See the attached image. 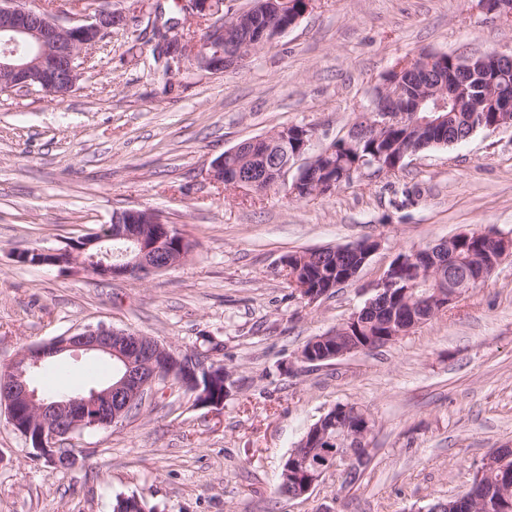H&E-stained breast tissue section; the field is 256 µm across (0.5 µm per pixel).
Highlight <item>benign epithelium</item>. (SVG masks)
I'll return each instance as SVG.
<instances>
[{
    "label": "benign epithelium",
    "instance_id": "obj_1",
    "mask_svg": "<svg viewBox=\"0 0 512 512\" xmlns=\"http://www.w3.org/2000/svg\"><path fill=\"white\" fill-rule=\"evenodd\" d=\"M314 0H279L280 6L274 16L266 17L260 25L254 17L261 11L263 2L253 4L249 9L236 13L231 21H226L222 3L219 0H186V7L196 17L206 20L203 42L205 48L187 55L182 51V32L173 28L163 33L159 39L160 48L169 50L170 63L180 67L188 65L210 72H222L225 66L239 68L245 65L250 55L241 51L232 55L223 54L224 33L232 26L244 28L246 42L260 47L294 27L299 19L311 8ZM32 0H0V73L8 75V90L20 92H42L63 97L71 92L81 78L84 52L96 45L112 27L126 22V15L117 10L101 7L93 15L80 23H65L49 9L29 7ZM512 68V53L498 50L481 56L458 58L440 52H424L395 66L386 73L383 82L375 89L376 104L369 105L359 113L343 138L350 146L363 137L377 138L391 128H397L412 119L423 128H435L448 121L447 111L456 108L472 113V120L487 130L505 124L498 117L487 119L485 105L494 104L499 112H512V97L501 95L497 89L501 72ZM275 136L287 141L297 140V148L284 166H264L258 172L248 168L247 158L262 150V142L268 137L246 140L224 152L213 162L208 176L219 183L225 179L240 187L255 192L263 191L268 176L284 180L299 159L304 162L297 167L293 179V192H299L296 185L300 177L313 170L318 155H308L307 149L314 137L308 127L285 125L275 130ZM116 226L103 235L99 232L78 238L68 243L67 250L75 245L79 256L69 267H79L97 277H137L145 279L163 272L171 263L158 260L163 238L157 236L146 240L142 225L160 224L164 231L169 226L160 215L150 210L128 208L113 213ZM466 237L461 233L426 249L401 253L394 259L393 266L378 280L375 295L367 301L372 305L379 301L393 300L396 314L387 324L389 335L375 338L365 345L338 346L321 355L309 350L301 352L298 358L306 364H314L338 359L358 351L371 350L382 343H390L405 335L418 323H409L406 310L428 307L433 313L447 309L456 303L469 289L486 280V272L480 271L464 280H448V288H436L433 295L416 294L418 281L400 278L398 270L402 266L415 265L419 278L431 280L453 265L457 252L454 243ZM482 237L493 242H502L497 251L493 267L512 255V244L501 241L495 232L484 231ZM126 240L138 245L133 257L125 262L112 263L111 253L105 252L104 243L111 240ZM358 271L341 277L329 284L328 289H311L308 285L294 283L301 299L313 305L329 291L353 280ZM65 351L94 352L116 358L124 365V373L119 381L90 395L77 394L47 399L39 395L33 386V375L49 357ZM183 354L160 343L154 338L138 333L120 330L103 324L86 326L77 333L60 336L52 342L29 347L7 363L0 375V408L4 410L7 422H12L11 410L15 405L27 407L31 416L30 427L37 429L42 446L36 452L51 463L58 460V446L62 428H67L70 436L85 427H110L126 415L127 410L148 392L157 390L156 384L162 378H169L176 370ZM97 410V415L88 417L89 408ZM363 422L352 428L342 420H336V444L333 448H299L297 453L312 459L320 453L325 461L314 464L306 472L305 479L297 487L296 497L307 495L318 484L324 473L335 467L343 475L354 474L369 458L368 439L373 432L374 421L369 413L362 415ZM505 460L498 451H492L484 460L483 473L489 479H497L500 494L512 497V485L496 477L504 472ZM454 512H482L484 498L478 485L471 486L465 493L454 499Z\"/></svg>",
    "mask_w": 512,
    "mask_h": 512
}]
</instances>
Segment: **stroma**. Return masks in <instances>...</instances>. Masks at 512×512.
<instances>
[{
  "instance_id": "stroma-1",
  "label": "stroma",
  "mask_w": 512,
  "mask_h": 512,
  "mask_svg": "<svg viewBox=\"0 0 512 512\" xmlns=\"http://www.w3.org/2000/svg\"><path fill=\"white\" fill-rule=\"evenodd\" d=\"M130 23L87 53L67 96L0 92V364L29 346L104 324L232 373L222 410L172 388L108 429L74 434L55 472L0 419V512H112L138 494L159 512H426L461 492L487 454L512 447V256L447 311L397 341L317 366L297 354L372 296L391 261L469 230L512 235V126L364 171L327 196L295 199L211 182L215 159L283 125L312 150L346 135L382 77L423 52L512 50V20L479 0H315L245 67L150 70V0H110ZM148 208L196 248L147 279L102 280L18 263ZM380 246L358 277L306 306L282 256L363 239ZM64 392L112 377L102 356L68 354ZM375 422L370 461L344 485L328 470L305 497L279 496L281 465L331 407Z\"/></svg>"
}]
</instances>
